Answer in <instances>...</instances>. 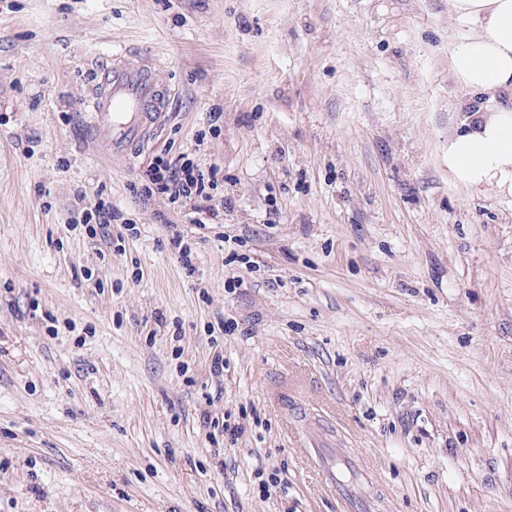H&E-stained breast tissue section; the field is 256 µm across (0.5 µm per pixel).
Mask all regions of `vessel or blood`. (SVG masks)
<instances>
[{
	"mask_svg": "<svg viewBox=\"0 0 512 512\" xmlns=\"http://www.w3.org/2000/svg\"><path fill=\"white\" fill-rule=\"evenodd\" d=\"M152 66V61L131 51L114 54L99 70L92 94L81 103L89 127L112 153L139 146L148 127L165 110L167 90L156 82ZM314 461L345 512H370L366 499L353 496L338 484L335 456L319 450Z\"/></svg>",
	"mask_w": 512,
	"mask_h": 512,
	"instance_id": "obj_1",
	"label": "vessel or blood"
}]
</instances>
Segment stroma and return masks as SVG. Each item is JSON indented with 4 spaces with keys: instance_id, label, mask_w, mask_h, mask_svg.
I'll return each mask as SVG.
<instances>
[{
    "instance_id": "stroma-1",
    "label": "stroma",
    "mask_w": 512,
    "mask_h": 512,
    "mask_svg": "<svg viewBox=\"0 0 512 512\" xmlns=\"http://www.w3.org/2000/svg\"><path fill=\"white\" fill-rule=\"evenodd\" d=\"M453 34L448 0H0V512H338L303 432L373 512H512V197L448 173ZM120 47L172 97L106 157L78 103ZM186 151L205 230L133 189ZM99 197L136 236L88 238Z\"/></svg>"
}]
</instances>
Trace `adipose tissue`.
Wrapping results in <instances>:
<instances>
[{
  "instance_id": "adipose-tissue-1",
  "label": "adipose tissue",
  "mask_w": 512,
  "mask_h": 512,
  "mask_svg": "<svg viewBox=\"0 0 512 512\" xmlns=\"http://www.w3.org/2000/svg\"><path fill=\"white\" fill-rule=\"evenodd\" d=\"M464 34L452 44L451 68L463 92L482 97L464 130L448 135V171L472 192L512 196V0H449Z\"/></svg>"
}]
</instances>
